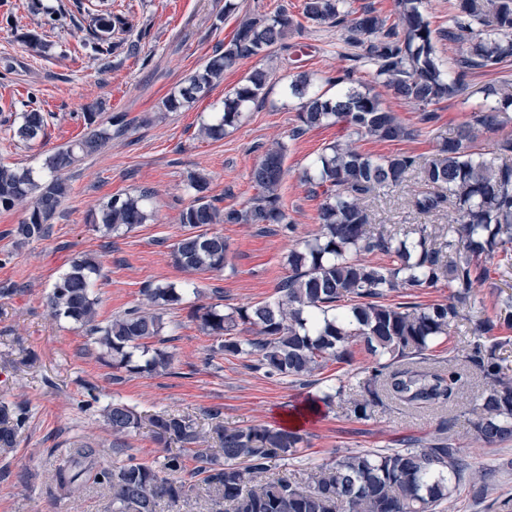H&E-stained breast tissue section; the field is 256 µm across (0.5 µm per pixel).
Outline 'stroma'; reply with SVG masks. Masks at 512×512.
<instances>
[{
    "instance_id": "stroma-1",
    "label": "stroma",
    "mask_w": 512,
    "mask_h": 512,
    "mask_svg": "<svg viewBox=\"0 0 512 512\" xmlns=\"http://www.w3.org/2000/svg\"><path fill=\"white\" fill-rule=\"evenodd\" d=\"M237 2L244 13L287 8L300 26L271 57L243 60L225 72L206 98L165 114L161 108L167 96L232 32L235 20L225 17L224 0H110L113 13L149 29L146 52L151 61L146 65L120 56L106 64L96 59L86 13L92 0H0V60L14 63L9 79L0 80V162L38 167L46 153L86 133L82 108L92 102L104 103L105 116L122 113L132 123L124 137L77 162L71 194L45 239L17 243L11 231L23 210L0 209V254L10 256L0 263V285L15 286L12 294L0 295V401L24 402L30 410L17 447L0 457V468L13 476L25 473L28 485L16 486L13 477L0 479V512H110L111 493L105 486L91 483L70 497L51 483L49 474L58 459L76 445L98 448L101 463L109 466L131 459L149 464L162 456L161 445L145 427L114 442L97 409L80 405L88 389H96L102 402L119 401L142 414L190 416L207 431L214 424L211 409H221L219 422L229 428L275 423L287 410L302 406L307 396L320 394L324 382L340 379L356 388L360 371L376 364L359 348L351 363L327 362L316 372V384L305 386L267 376L252 368L249 358L211 354L212 337L190 317L194 307L209 302L215 288L222 289L227 307L275 299L277 285L289 273V247L320 230L322 198L302 173L344 133L343 127L330 125L292 137L299 101L287 92L298 73L320 79L344 65L348 48L339 32L305 21L302 0ZM33 35L48 43L46 53L33 51L28 43ZM258 66L271 73L262 101L223 140L200 137L202 120ZM30 95L50 118L44 138L25 146L12 140L11 126L21 101ZM434 115L430 133L397 142L358 138L354 144L377 157L399 152L429 157L437 139L455 133L467 118L454 100L435 105ZM277 141L288 147L280 193L293 230L222 224L218 230L227 245L223 273L179 268L172 249L181 233L179 213L192 199L190 173L209 176V196L218 207H242L255 194L249 177L253 165ZM141 188L154 192L152 221L110 235L89 223V211L97 204ZM89 251L102 264L95 286L99 321L139 305L148 285L188 287L182 305L165 315L161 347L174 358L170 373L115 375L79 325L49 317L45 302L54 282L76 254ZM194 286L199 294H191ZM480 390L478 382H471L445 411L379 407L364 420L333 406L304 424L302 463L322 464L349 449L398 448L410 438L425 440L447 418L472 466L492 472L493 478L487 497L474 499L464 486L442 504L441 512H497L498 500L512 498V441L486 446L470 437L469 410Z\"/></svg>"
}]
</instances>
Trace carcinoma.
Segmentation results:
<instances>
[{
    "instance_id": "obj_1",
    "label": "carcinoma",
    "mask_w": 512,
    "mask_h": 512,
    "mask_svg": "<svg viewBox=\"0 0 512 512\" xmlns=\"http://www.w3.org/2000/svg\"><path fill=\"white\" fill-rule=\"evenodd\" d=\"M395 6L396 23L389 25L372 9L350 10L348 0H303L306 19L344 32L345 43L359 52L348 56V66L325 78L335 89L332 94L315 89L307 73L291 81L288 91L300 101L299 126L292 136L337 123L380 141L421 135L423 129L403 123L378 94L354 86L355 73L364 67L373 69L375 83L415 106L422 124L433 121L431 106L442 100L462 104L469 112L467 120L456 134L442 139L428 159L406 153L375 158L347 142L328 145L305 170V182L321 191V230L289 251L290 273L277 286V298L226 311L216 289V301L198 305L191 318L213 337V352L246 355L267 375L299 382L328 361L351 362L353 345H363L377 364L365 372L359 397H346L340 380L308 401L313 409L345 400L357 419L368 418L374 408L387 403L446 410L475 374L481 378L482 392L471 409L475 419L469 433L473 440L493 445L512 439V376L503 371L499 357L512 340L495 335L502 325L512 324V292H504L512 289L507 280L512 276V137L504 136L488 149L480 141L507 123L512 84L490 86L476 98L467 78L512 61V0H449L448 27L440 29L431 27L423 0H395ZM91 22L92 50L101 58L141 55L147 29L135 32L128 19L110 11L93 15ZM292 26L293 18L284 8L237 17L231 38L218 44L164 100L163 109L179 112L208 95L224 71L239 61L264 59L283 43ZM441 40L464 46L448 70L436 53ZM269 78L267 70L255 68L224 97L222 109L202 123L201 136L223 139L258 101ZM102 110L100 103L86 106L83 119L89 132L46 153L40 169L0 163V209L30 202L23 220L10 231L17 240L47 237L70 194V169L127 132L124 117L104 121ZM46 126L47 113L31 99L18 113L12 139L30 145L44 135ZM286 154L287 146L279 141L264 151L250 171L257 194L239 209L214 205L207 195L209 178L190 176L193 198L179 214L182 234L173 246L178 266L199 273L224 270L226 244L223 235L211 231L215 224H290L279 193ZM413 177L424 189L413 194L412 209L427 217L448 212V223L420 224L411 238H401L383 224L371 227L368 198L400 189ZM151 199L146 188L113 196L89 214V222L107 232L128 231L151 218ZM373 252L392 254L397 261L384 267L360 258ZM494 258L502 278L497 289L503 322L468 318L474 340L448 363H431L427 351L470 309L473 289L490 281L487 261ZM99 272L94 256L74 257L47 297L49 314L83 327L100 356L111 359L117 371L149 374L171 369L172 355L149 349V343L163 335L164 314L183 303L186 289L174 283L150 285L143 291L142 305L102 324L93 292V277ZM441 282L452 288L445 304L385 303L405 288ZM241 326L253 337L237 336ZM100 415L116 441L146 424L164 447L180 445V452H168L151 465L131 459L109 468L101 465L97 449L82 444L51 472V482L67 496L81 493L90 481L107 487L112 512H160L163 504H177L190 490L187 474L201 477L215 494V503L227 506L228 512H434L462 485L472 486L479 497L487 495L490 486L489 472L472 470L464 449L449 434L448 420L441 421L429 439H410L402 448L347 450L316 466L304 486L288 461L301 453L306 437L289 424H218L207 433L184 415L143 416L114 401L103 405ZM29 418L25 403L0 401L1 456L17 447ZM212 433L218 447L206 448ZM189 458L195 462L190 471ZM272 469L277 474L264 479Z\"/></svg>"
}]
</instances>
